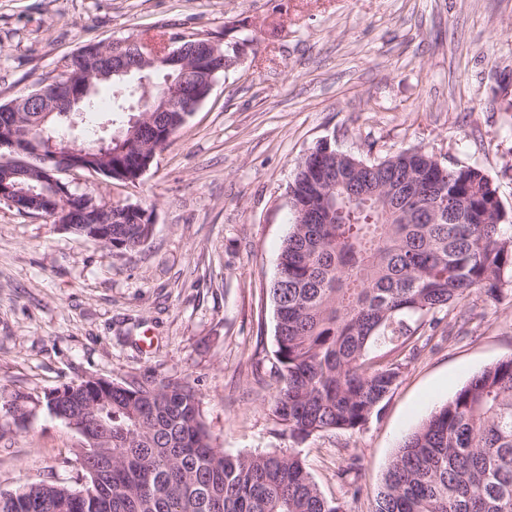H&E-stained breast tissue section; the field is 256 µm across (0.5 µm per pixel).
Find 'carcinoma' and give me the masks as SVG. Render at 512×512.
Instances as JSON below:
<instances>
[{
    "instance_id": "cac0c4a2",
    "label": "carcinoma",
    "mask_w": 512,
    "mask_h": 512,
    "mask_svg": "<svg viewBox=\"0 0 512 512\" xmlns=\"http://www.w3.org/2000/svg\"><path fill=\"white\" fill-rule=\"evenodd\" d=\"M112 108L100 125L136 116L130 107L156 100L129 80L108 83ZM17 130L52 135L67 124L55 113L20 112ZM140 147L112 145V168L137 164L140 149L165 148L149 128ZM385 173L358 171L376 197L339 203L323 224L292 225L269 290L274 309L276 373L273 413L289 437L363 426L400 378L406 349H415L424 318L473 295L512 293V224L497 186L473 166L449 167L401 150L357 159ZM310 157L288 186L295 214L321 211L310 185ZM413 176L448 197L457 210L443 218L414 202L380 199L381 186ZM112 248L135 251L150 236L140 216L114 205ZM86 388L107 406L68 414L66 393ZM36 401L74 427L112 434V446L89 439L75 449L81 482L19 485L0 490V512H342L327 499L297 454H227L212 445L195 392L180 382L92 378L32 398L17 395L6 412L24 418ZM372 512H512V357L483 369L397 448Z\"/></svg>"
}]
</instances>
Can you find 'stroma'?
<instances>
[{
    "label": "stroma",
    "instance_id": "stroma-1",
    "mask_svg": "<svg viewBox=\"0 0 512 512\" xmlns=\"http://www.w3.org/2000/svg\"><path fill=\"white\" fill-rule=\"evenodd\" d=\"M251 38L137 184L80 191L153 212L136 252L0 205V489L81 468L75 430L3 406L89 377L195 391L214 447L301 452L322 493L371 512L402 439L512 356V295L426 327L365 425L297 441L273 415L269 288L292 229L287 188L318 144L365 159L408 147L481 169L512 218V0H0V103L86 43L159 28Z\"/></svg>",
    "mask_w": 512,
    "mask_h": 512
}]
</instances>
